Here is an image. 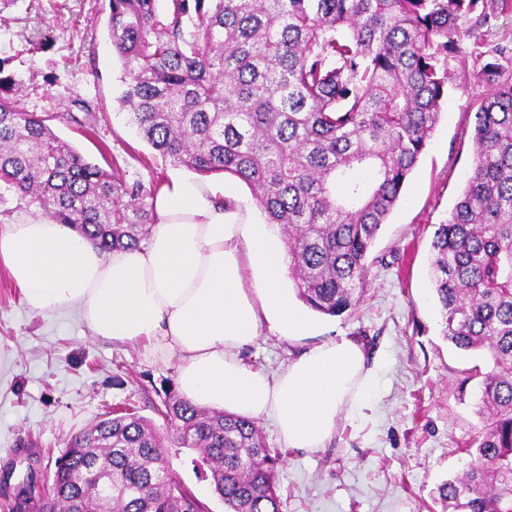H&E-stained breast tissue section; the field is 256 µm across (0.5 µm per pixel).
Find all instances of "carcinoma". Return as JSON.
<instances>
[{
    "label": "carcinoma",
    "mask_w": 512,
    "mask_h": 512,
    "mask_svg": "<svg viewBox=\"0 0 512 512\" xmlns=\"http://www.w3.org/2000/svg\"><path fill=\"white\" fill-rule=\"evenodd\" d=\"M158 2L109 0L120 108L163 160L248 185L285 233L298 296L325 315L367 287L370 250L452 79L485 88L471 172L434 231L430 275L442 335L490 370L467 469L437 493L452 512H512V42L478 36L512 0ZM469 57L473 68L452 75L450 62ZM10 62L0 58V183L102 253L139 246L162 179L131 184L89 162L48 125L71 114L20 108ZM157 412L165 437L112 408L16 494L15 512H205L167 465L168 443L199 451L225 512H280V454L256 421L173 390Z\"/></svg>",
    "instance_id": "1"
}]
</instances>
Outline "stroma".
Wrapping results in <instances>:
<instances>
[{
  "label": "stroma",
  "mask_w": 512,
  "mask_h": 512,
  "mask_svg": "<svg viewBox=\"0 0 512 512\" xmlns=\"http://www.w3.org/2000/svg\"><path fill=\"white\" fill-rule=\"evenodd\" d=\"M108 0H9L0 8V57L23 83L20 106L39 116L68 112L54 132L102 168L128 181L189 176L162 161L118 108L121 59L113 51ZM48 37L28 52L26 40ZM477 85L453 86L441 120L373 248L368 286L359 302L333 317L312 313L310 337L286 340L263 329L242 357L275 373L297 355L340 336L361 341L375 385L366 408L342 416L326 448H285L271 420L259 426L279 450L281 512H442L434 492L467 461L477 435L479 355L455 349L441 334L439 308L427 277L436 224L446 220L469 175ZM176 355L146 343L92 336L76 312L32 311L0 270V512H11L27 473L44 476L72 436L116 406L134 408L162 425L157 410L175 384ZM192 448H169L179 482L207 512L224 502L195 462Z\"/></svg>",
  "instance_id": "1"
}]
</instances>
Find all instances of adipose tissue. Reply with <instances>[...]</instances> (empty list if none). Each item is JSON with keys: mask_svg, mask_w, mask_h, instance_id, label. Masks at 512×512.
Listing matches in <instances>:
<instances>
[{"mask_svg": "<svg viewBox=\"0 0 512 512\" xmlns=\"http://www.w3.org/2000/svg\"><path fill=\"white\" fill-rule=\"evenodd\" d=\"M153 206L147 243L109 254L34 213L0 228V269L33 311L73 310L93 336L176 354L177 388L193 405L270 418L291 449L325 447L370 394L363 343L323 342L273 374L246 364L241 353L262 327L288 340L312 328L284 285L282 235L192 178L163 183Z\"/></svg>", "mask_w": 512, "mask_h": 512, "instance_id": "1", "label": "adipose tissue"}]
</instances>
